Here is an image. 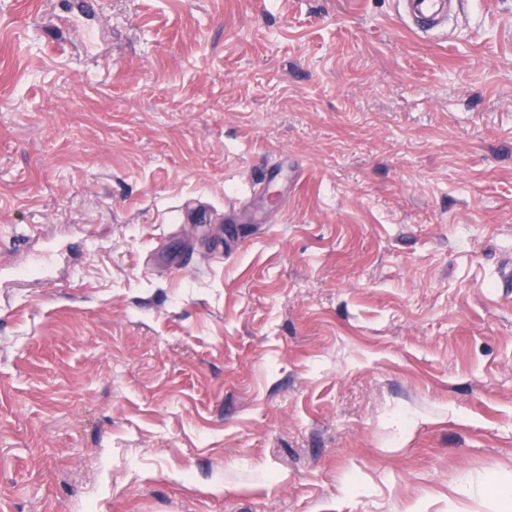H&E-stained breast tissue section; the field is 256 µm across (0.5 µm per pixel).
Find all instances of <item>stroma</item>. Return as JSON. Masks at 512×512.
I'll return each mask as SVG.
<instances>
[{
	"mask_svg": "<svg viewBox=\"0 0 512 512\" xmlns=\"http://www.w3.org/2000/svg\"><path fill=\"white\" fill-rule=\"evenodd\" d=\"M70 3L0 0V512H497L512 0ZM450 3L453 0H404L406 9L399 14L407 27L420 36L447 35Z\"/></svg>",
	"mask_w": 512,
	"mask_h": 512,
	"instance_id": "obj_1",
	"label": "stroma"
}]
</instances>
